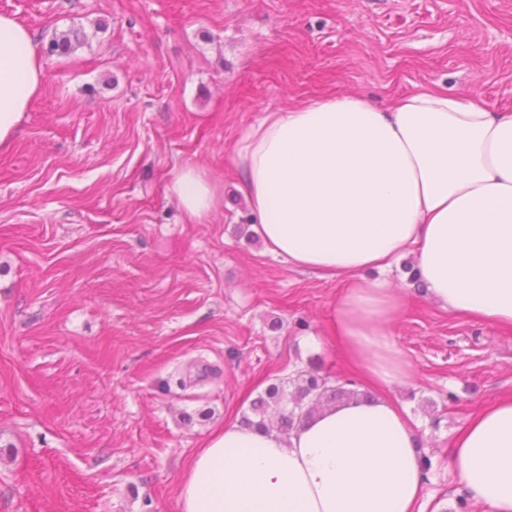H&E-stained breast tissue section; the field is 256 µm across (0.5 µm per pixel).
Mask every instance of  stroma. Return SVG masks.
I'll use <instances>...</instances> for the list:
<instances>
[{
	"mask_svg": "<svg viewBox=\"0 0 512 512\" xmlns=\"http://www.w3.org/2000/svg\"><path fill=\"white\" fill-rule=\"evenodd\" d=\"M31 30L41 89L0 149V512H179L184 468L271 379L355 369L330 331L342 286L270 254L229 153L265 112L328 94L384 104L423 85L512 111V0H0ZM86 43L59 56L55 31ZM194 164L221 201L190 224ZM387 279L412 365L391 395L454 512L448 448L512 392V328ZM459 401L449 404L448 393ZM170 191L191 222L198 224L216 208L219 198L217 184L201 167L187 165L174 176Z\"/></svg>",
	"mask_w": 512,
	"mask_h": 512,
	"instance_id": "obj_1",
	"label": "stroma"
}]
</instances>
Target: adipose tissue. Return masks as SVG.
<instances>
[{
  "label": "adipose tissue",
  "instance_id": "obj_1",
  "mask_svg": "<svg viewBox=\"0 0 512 512\" xmlns=\"http://www.w3.org/2000/svg\"><path fill=\"white\" fill-rule=\"evenodd\" d=\"M43 75L29 28L0 15V148ZM230 157L267 251L343 283L331 332L365 381L410 375L390 331L402 295L379 276L401 258L442 309L512 327V112L433 85L383 106L327 95L265 113ZM170 190L194 224L218 203L195 165ZM420 446L410 414L382 396L323 409L285 437L228 424L187 465L178 509L413 512ZM450 458L488 512H512V393L470 416Z\"/></svg>",
  "mask_w": 512,
  "mask_h": 512
}]
</instances>
